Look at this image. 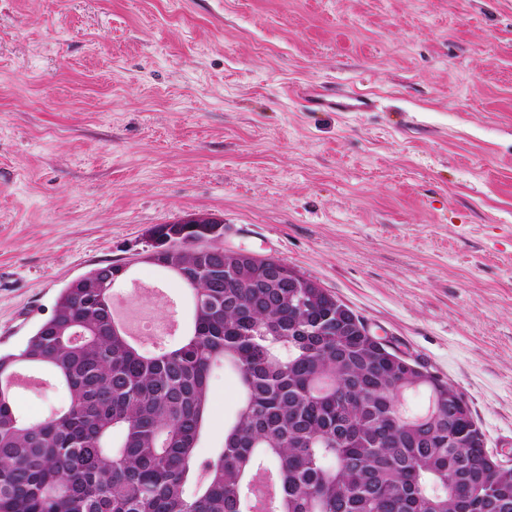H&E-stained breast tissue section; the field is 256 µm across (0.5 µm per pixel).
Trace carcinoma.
Returning <instances> with one entry per match:
<instances>
[{
    "instance_id": "1",
    "label": "carcinoma",
    "mask_w": 512,
    "mask_h": 512,
    "mask_svg": "<svg viewBox=\"0 0 512 512\" xmlns=\"http://www.w3.org/2000/svg\"><path fill=\"white\" fill-rule=\"evenodd\" d=\"M215 225L157 224L177 239L149 262L189 290V330L145 353L113 320L124 278L110 264L62 289L50 317L0 377L21 367L52 376L67 404L24 418L0 386V512H512V472L487 467L482 434L462 395L363 334L326 288L314 301L263 269L224 281V249L203 248ZM222 363L241 401L224 444L200 460ZM428 398L404 412L401 393Z\"/></svg>"
}]
</instances>
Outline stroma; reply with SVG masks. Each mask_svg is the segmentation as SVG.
Returning <instances> with one entry per match:
<instances>
[{
  "label": "stroma",
  "instance_id": "35a3bbf8",
  "mask_svg": "<svg viewBox=\"0 0 512 512\" xmlns=\"http://www.w3.org/2000/svg\"><path fill=\"white\" fill-rule=\"evenodd\" d=\"M318 86L374 107L307 111ZM196 214L456 388L512 464V0H0V353L109 262L129 322L172 326L140 350L179 343L188 291L137 257ZM210 389L203 457L240 398L220 365Z\"/></svg>",
  "mask_w": 512,
  "mask_h": 512
}]
</instances>
